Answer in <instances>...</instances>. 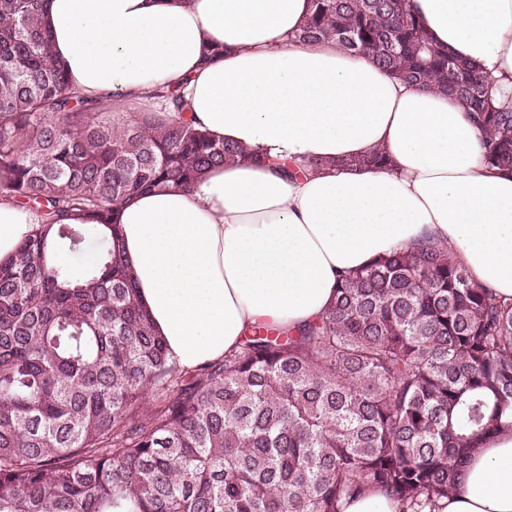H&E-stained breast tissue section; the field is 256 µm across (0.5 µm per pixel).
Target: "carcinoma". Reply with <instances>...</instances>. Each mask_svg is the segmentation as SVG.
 I'll list each match as a JSON object with an SVG mask.
<instances>
[{"label": "carcinoma", "mask_w": 512, "mask_h": 512, "mask_svg": "<svg viewBox=\"0 0 512 512\" xmlns=\"http://www.w3.org/2000/svg\"><path fill=\"white\" fill-rule=\"evenodd\" d=\"M47 4L0 0V174L43 217L0 263V512H342L373 488L425 512L448 496L512 405V300L427 238L343 276L317 319L258 324L181 368L138 302L117 206L254 155L188 121L112 125L68 86ZM340 29L407 83L448 87L450 53L408 0H312L296 39ZM453 62L486 163L512 172L509 93ZM90 239L86 263L65 261Z\"/></svg>", "instance_id": "cac0c4a2"}]
</instances>
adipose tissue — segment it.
<instances>
[{
	"mask_svg": "<svg viewBox=\"0 0 512 512\" xmlns=\"http://www.w3.org/2000/svg\"><path fill=\"white\" fill-rule=\"evenodd\" d=\"M430 37L512 90V0H410ZM311 0H49L72 89L112 120L184 93L212 139L257 154L119 208L138 300L180 367L223 359L259 322L321 315L342 275L439 239L472 279L512 298V173L487 166L452 98L403 85L335 40L294 38ZM384 150L386 166H356ZM0 178V262L39 224ZM435 512H512V408Z\"/></svg>",
	"mask_w": 512,
	"mask_h": 512,
	"instance_id": "adipose-tissue-1",
	"label": "adipose tissue"
}]
</instances>
